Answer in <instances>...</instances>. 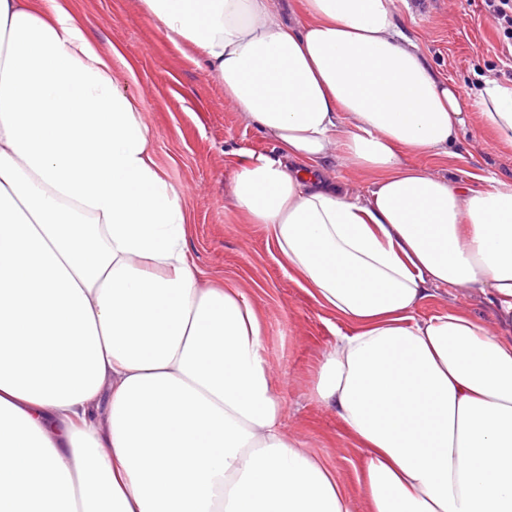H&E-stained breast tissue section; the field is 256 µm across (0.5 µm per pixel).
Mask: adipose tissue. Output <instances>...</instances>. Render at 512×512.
Segmentation results:
<instances>
[{
    "label": "adipose tissue",
    "mask_w": 512,
    "mask_h": 512,
    "mask_svg": "<svg viewBox=\"0 0 512 512\" xmlns=\"http://www.w3.org/2000/svg\"><path fill=\"white\" fill-rule=\"evenodd\" d=\"M395 2L137 0L276 147L241 155L226 202L336 318L311 397L362 450L365 512H512V179L411 162L455 156L472 121L512 146V83L465 101ZM188 224L66 0H0L8 512H355L287 433L255 304L202 285ZM438 287L488 297L495 328L418 316Z\"/></svg>",
    "instance_id": "obj_1"
}]
</instances>
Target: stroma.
Here are the masks:
<instances>
[{
    "label": "stroma",
    "instance_id": "stroma-1",
    "mask_svg": "<svg viewBox=\"0 0 512 512\" xmlns=\"http://www.w3.org/2000/svg\"><path fill=\"white\" fill-rule=\"evenodd\" d=\"M85 20L86 38L117 49L112 72L148 125L153 158L164 178L183 192L192 217L189 257L205 281L221 280L251 297L264 323V346L286 407V430L304 451L326 461L350 492H357L354 463L360 451L344 434L333 408L309 397L322 354L334 339V318L290 278L264 225L245 223L227 207L226 189L239 153L272 154V143L244 127L224 104V90L188 60L143 16L137 0H70ZM398 20L416 36L438 73L469 94L481 80H512L501 54L505 37L482 0H412ZM464 160L423 158L465 185L484 171L512 178V147L469 127L461 137ZM453 306L493 322L480 293L445 290L425 300L419 316Z\"/></svg>",
    "mask_w": 512,
    "mask_h": 512
}]
</instances>
